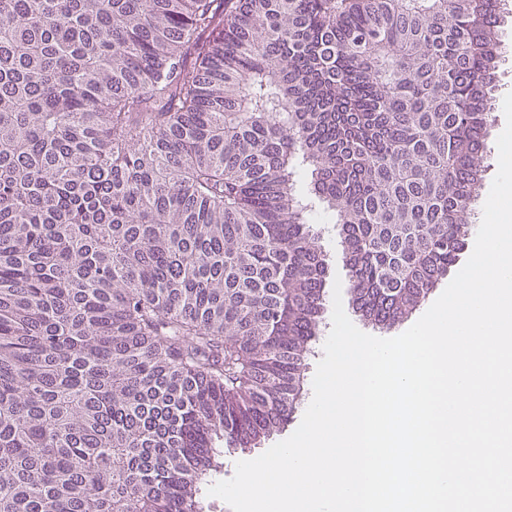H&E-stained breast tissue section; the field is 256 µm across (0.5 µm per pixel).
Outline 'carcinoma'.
<instances>
[{"mask_svg":"<svg viewBox=\"0 0 512 512\" xmlns=\"http://www.w3.org/2000/svg\"><path fill=\"white\" fill-rule=\"evenodd\" d=\"M501 0H0V512H188L457 261Z\"/></svg>","mask_w":512,"mask_h":512,"instance_id":"carcinoma-1","label":"carcinoma"}]
</instances>
